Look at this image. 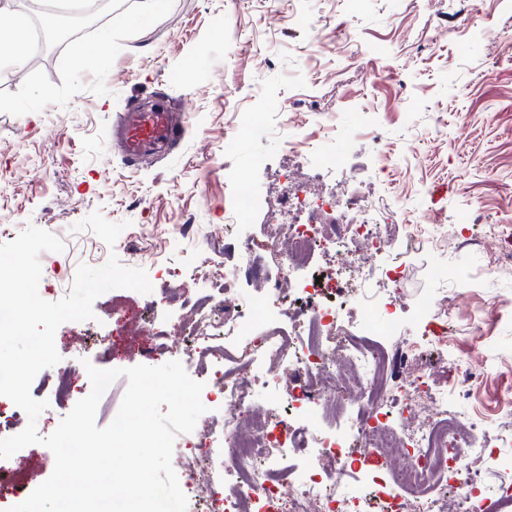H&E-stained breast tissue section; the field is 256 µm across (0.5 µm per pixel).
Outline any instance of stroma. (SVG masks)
I'll use <instances>...</instances> for the list:
<instances>
[{
	"mask_svg": "<svg viewBox=\"0 0 512 512\" xmlns=\"http://www.w3.org/2000/svg\"><path fill=\"white\" fill-rule=\"evenodd\" d=\"M479 22L441 28L437 16L455 0H168L165 10L137 20L139 0H112L101 25H86L42 49L40 65L0 76V243L27 227L63 242L40 256L49 275L47 301L72 290L79 265H121L154 274L176 272L177 296L113 289L98 297L95 317L56 331L60 374L75 368V399L91 390L84 368L158 366L167 355L103 358L98 337L169 326L167 344L183 348L180 320L187 300L208 285L211 265L234 266L237 236L224 234V207L239 179L244 192L274 200L287 194L281 175L288 145L271 114L288 109L305 144L353 143L366 127L382 153L360 151L363 179L388 206L443 211L449 225L512 222V5L475 0ZM112 31L110 60L82 64L81 50L100 28ZM182 72L175 82L174 72ZM47 99H40L42 89ZM159 98L183 104L186 131L166 152L131 162L112 141V124L132 103ZM128 222L129 234L109 249L79 223L92 212ZM494 247L437 249L408 256L411 276L402 304L406 334L415 336L414 303L445 287L449 272L475 273ZM498 302L500 322L485 336L467 331L473 314ZM473 351L485 371L476 402L490 407L512 363V277L461 293L448 345ZM18 471L31 493L54 468L45 446H27L0 463Z\"/></svg>",
	"mask_w": 512,
	"mask_h": 512,
	"instance_id": "obj_1",
	"label": "stroma"
}]
</instances>
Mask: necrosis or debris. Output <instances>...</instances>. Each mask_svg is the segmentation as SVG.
I'll use <instances>...</instances> for the list:
<instances>
[{"label": "necrosis or debris", "instance_id": "obj_1", "mask_svg": "<svg viewBox=\"0 0 512 512\" xmlns=\"http://www.w3.org/2000/svg\"><path fill=\"white\" fill-rule=\"evenodd\" d=\"M288 156L293 163L283 176L292 222L281 225L277 209L252 195H234L225 231L243 213L260 209L267 239L239 241L235 266L214 268L209 288L191 305L195 325L182 360L191 370L207 367L202 402L213 415L210 427L185 436V451L207 473L202 485L196 473L187 479L202 490L199 512H512V468L498 463V449L512 445V432L489 445L481 415L448 410L449 395L471 398L483 381L469 352L448 351L456 289L423 297L438 325L406 340L396 313L406 269L375 264L423 239L438 246L445 216L425 211L421 223H401L375 195L355 188L356 172L337 146L320 150L317 168L340 181L318 193L298 174L305 154L292 146ZM283 227L284 246L278 241ZM281 253L286 261H278ZM327 253L346 257L347 265L320 285L314 300L298 274ZM243 274L259 284L247 303L237 296ZM286 291L304 297V304L270 309L267 296ZM356 294L368 300L358 334L349 329L346 304ZM390 336L399 337V345H388ZM424 347L449 354L453 380L440 387L430 370L417 369L389 388L396 366ZM258 380L271 394L263 406L251 390ZM397 450L407 461L393 470L388 462ZM472 459L492 470V486L470 475Z\"/></svg>", "mask_w": 512, "mask_h": 512}]
</instances>
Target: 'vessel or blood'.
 I'll return each mask as SVG.
<instances>
[{
	"instance_id": "b4317fda",
	"label": "vessel or blood",
	"mask_w": 512,
	"mask_h": 512,
	"mask_svg": "<svg viewBox=\"0 0 512 512\" xmlns=\"http://www.w3.org/2000/svg\"><path fill=\"white\" fill-rule=\"evenodd\" d=\"M115 133L125 156L137 160L167 149L179 138L180 124L173 107L159 101L121 114Z\"/></svg>"
}]
</instances>
